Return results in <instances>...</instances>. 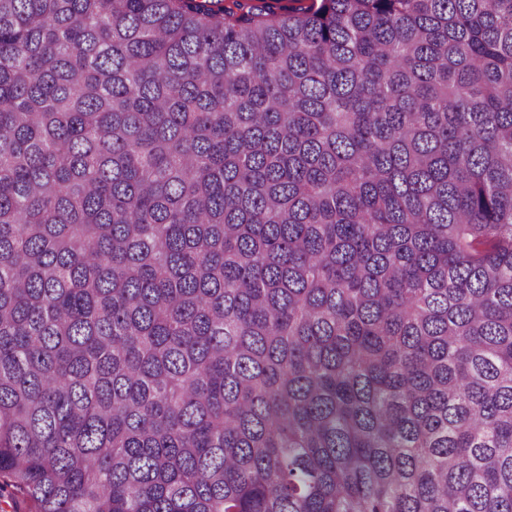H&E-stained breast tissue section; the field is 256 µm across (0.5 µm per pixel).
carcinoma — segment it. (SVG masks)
I'll return each mask as SVG.
<instances>
[{"instance_id":"carcinoma-1","label":"carcinoma","mask_w":512,"mask_h":512,"mask_svg":"<svg viewBox=\"0 0 512 512\" xmlns=\"http://www.w3.org/2000/svg\"><path fill=\"white\" fill-rule=\"evenodd\" d=\"M512 512V0H0V503Z\"/></svg>"}]
</instances>
